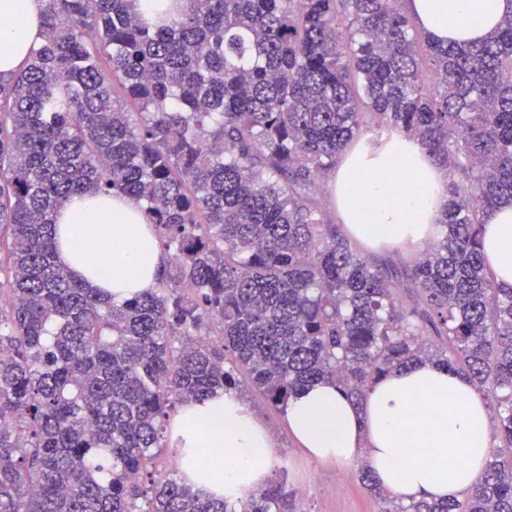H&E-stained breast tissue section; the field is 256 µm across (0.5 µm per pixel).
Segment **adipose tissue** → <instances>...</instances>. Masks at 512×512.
<instances>
[{"label":"adipose tissue","mask_w":512,"mask_h":512,"mask_svg":"<svg viewBox=\"0 0 512 512\" xmlns=\"http://www.w3.org/2000/svg\"><path fill=\"white\" fill-rule=\"evenodd\" d=\"M406 7L432 41L478 42L507 15L512 0H407ZM42 0H0V73L16 71L42 39ZM448 171L413 139L394 136L375 150L348 148L332 186L344 224L371 245L405 247L434 237L447 194ZM58 256L78 281L120 303L153 291L162 257L144 210L124 196L94 190L73 197L56 219ZM112 249V265L91 258L96 243ZM485 261L500 285L512 286V204L483 219ZM284 417L306 456L320 464H347L366 456L377 479L404 502L462 498L490 459V420L477 389L434 363L395 370L370 391L357 414L331 382L314 383L291 397ZM174 448H205L221 473L197 474V490L244 497L268 482L270 436L232 392L184 405L174 417ZM235 449L225 460V449Z\"/></svg>","instance_id":"obj_1"}]
</instances>
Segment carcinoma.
Returning a JSON list of instances; mask_svg holds the SVG:
<instances>
[{
    "instance_id": "cac0c4a2",
    "label": "carcinoma",
    "mask_w": 512,
    "mask_h": 512,
    "mask_svg": "<svg viewBox=\"0 0 512 512\" xmlns=\"http://www.w3.org/2000/svg\"><path fill=\"white\" fill-rule=\"evenodd\" d=\"M398 2L187 0L166 24L135 0H43L42 43L0 78V512H293L283 471L245 501L200 494L181 473L201 448L153 476L171 412L236 371L275 407L327 380L361 410L382 376L437 363L512 447V288L481 252L512 200V17L443 45ZM369 127L448 169L444 233L404 282L320 199ZM88 188L144 206L169 257L154 291L114 304L65 270L57 212ZM361 480L380 512H512L494 455L461 500Z\"/></svg>"
}]
</instances>
